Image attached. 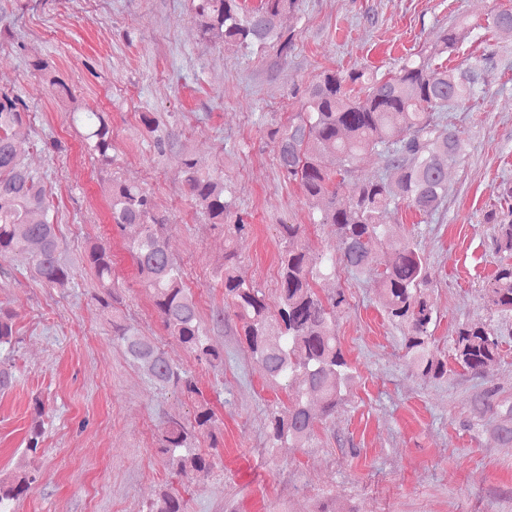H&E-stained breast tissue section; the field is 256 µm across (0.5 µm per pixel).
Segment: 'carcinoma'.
I'll return each mask as SVG.
<instances>
[{
	"label": "carcinoma",
	"mask_w": 512,
	"mask_h": 512,
	"mask_svg": "<svg viewBox=\"0 0 512 512\" xmlns=\"http://www.w3.org/2000/svg\"><path fill=\"white\" fill-rule=\"evenodd\" d=\"M296 4L297 0H259L249 9L242 0H193V12L201 35L226 50L254 53L275 47L286 57L293 35L283 29L281 19L293 13ZM456 45V36L445 32L430 54L407 58L395 73L380 79L361 69L325 70L304 90L300 112L286 127L272 132L281 173L300 185L310 207L320 213V223L334 227L340 244L336 259L314 255L301 245L305 225H280L284 240L278 255L280 304L274 313L263 289L241 274L235 252L224 254V298L239 336L251 356L263 364L270 383L284 389L288 397L287 405L269 414L273 448L304 446L316 427L309 396L321 398L322 414L328 417L343 400L352 378L335 328V309L346 302L345 295L338 291L323 296L315 288L317 281L336 274L338 264L355 276L376 271L374 287L383 310L401 328L404 349L417 375L440 378L448 372L435 347L436 312L425 289L424 256L412 241L402 240L392 248L393 259L383 264L372 244L385 233L386 215L399 205L430 218L448 197V164L458 158L461 145L458 133L444 123L442 112L476 99L486 76L499 65L493 51L470 57L458 72L437 62ZM33 66L50 77L62 95L73 98L50 64L38 60ZM356 85L360 86L357 93ZM27 111L21 98L0 91V259L26 261L33 278L62 291L69 287L72 275L61 258L57 225L49 216L42 178L28 167L12 137ZM72 120L84 129L85 148L103 163H111L112 128L105 113L75 111ZM334 152L340 154L341 163L331 172L323 165V156ZM365 152L380 157L382 173L359 179L354 177L355 162ZM183 185L209 223L231 225L237 234L250 227L234 199L226 195L224 184L189 159L184 163ZM344 189L349 199L340 204L337 198ZM499 201L506 210L494 225L496 252L501 257L483 292L490 309L512 316V182L502 183ZM109 209L117 229L139 227L138 235L126 242L127 250L169 335L198 362L224 365V351L210 342L202 328L183 269L167 250L151 193L140 185L115 180ZM86 258L103 293L98 301L107 308L113 288L112 254L93 243ZM16 318L13 310L0 306V392L15 383L11 353L17 343ZM112 336L151 382L197 396L194 423L188 426L175 418L164 422L159 452L173 473L209 476L213 457L192 445L201 435L216 439L219 422L210 402L150 337L117 314L112 315ZM451 353L458 366L481 377L500 358L498 334L483 323L463 324L452 338ZM475 403L492 412L502 442L512 443V406L497 411L487 395ZM32 409L35 419L27 434L26 451L34 454L43 435V402L33 399ZM36 481L33 470L0 474V512H11V502ZM147 512H187V505L178 491L163 487Z\"/></svg>",
	"instance_id": "obj_1"
}]
</instances>
